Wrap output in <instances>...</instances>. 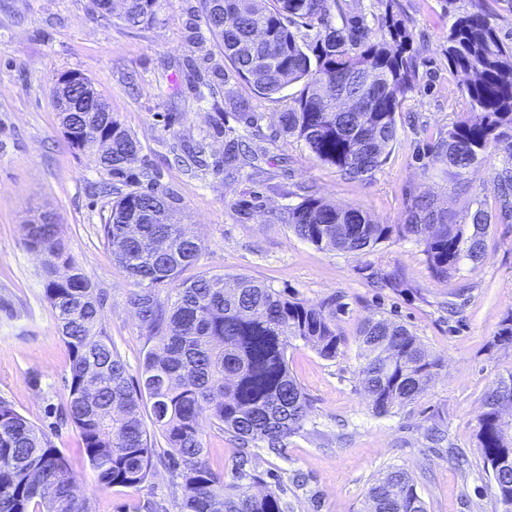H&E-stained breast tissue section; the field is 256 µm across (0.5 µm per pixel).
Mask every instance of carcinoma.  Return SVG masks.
<instances>
[{
    "mask_svg": "<svg viewBox=\"0 0 512 512\" xmlns=\"http://www.w3.org/2000/svg\"><path fill=\"white\" fill-rule=\"evenodd\" d=\"M112 16L129 28L159 19V0H113ZM498 0H470L448 27L446 53L451 71L466 82L462 102L477 119H458L438 132L430 164L448 168L455 184L469 187L477 167L494 151L512 160V46L495 24ZM208 32L239 79L263 96L301 83L300 94L276 113L278 132L301 142L319 162L350 177L370 176L396 140L397 114L418 82L413 36L386 0L380 35L366 15L343 0H201ZM305 33H300V30ZM68 146L96 151L83 138L93 125L111 143L102 169L111 179V214L101 225L114 260L139 286L131 304L140 322L159 341L144 358L140 379L128 368L100 324V294L67 253L59 224L28 225L25 244L43 257L45 297L69 358L68 398L59 416L79 433L99 486L136 488L154 467L153 442L143 422L144 399L168 447L166 464L181 479V512H288V502L268 489L252 468L251 448L279 454L299 433L310 401L288 366L294 343L327 360L341 354L336 310L311 305L246 276L181 278L197 261L202 241L174 222L177 199L147 172L135 173L138 141L102 112L60 114ZM224 136V174L236 178L255 167L258 154L243 149L232 127ZM500 216H512V166L496 174ZM299 202L281 221L300 239L320 248L361 254L394 237L414 236L438 278L463 259L482 257L491 213L478 203L467 212L472 232L448 222L424 198L412 200L403 224H377L352 206L339 207L299 188ZM153 210L164 223L144 224ZM159 285L172 286L163 301ZM359 369L377 415H388L421 394L441 360L419 337L387 318H366L357 328ZM512 410V372L497 380L484 398L477 440L496 503L512 501V437L505 435L504 410ZM239 446L231 469L235 493L225 491L224 474L212 469L200 427ZM0 512H92L84 485L49 435L0 400ZM366 512H427L406 470L388 468L372 484Z\"/></svg>",
    "mask_w": 512,
    "mask_h": 512,
    "instance_id": "carcinoma-1",
    "label": "carcinoma"
}]
</instances>
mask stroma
<instances>
[{
    "label": "stroma",
    "mask_w": 512,
    "mask_h": 512,
    "mask_svg": "<svg viewBox=\"0 0 512 512\" xmlns=\"http://www.w3.org/2000/svg\"><path fill=\"white\" fill-rule=\"evenodd\" d=\"M160 21L131 29L102 15L92 0H0V398L43 428L91 493L93 512H142L146 501L180 512L173 472L157 466L137 488L101 489L72 425L55 411L67 399L69 358L43 286L42 258L25 245V226L48 211L61 224L76 264L103 302L101 324L138 377L153 345L130 303L137 286L113 259L100 226L112 200L94 193L104 180L97 156L69 148L51 86L76 71L91 79L112 115L140 145L137 165L154 171L178 200L177 217L204 248L184 275H246L288 297L336 304L343 353L326 360L309 347L289 348L288 365L311 401L303 430L281 455L254 451L267 487L283 490L290 512H363L368 490L388 467L413 476L427 512H495L477 446L486 394L512 372V344L497 343L512 312V223L495 224L479 262L462 260L450 277L433 276L422 244L393 240L368 254L327 251L301 240L279 219L297 204V186L367 211L379 224H400L415 195L429 196L454 223L475 201H494L502 155L486 158L478 186L460 190L441 167H425L430 135L462 118L463 74L451 72L444 35L446 0H395L414 34L415 91L397 117L398 136L371 178L348 179L278 134L273 119L300 85L267 98L236 79L209 32L200 0H160ZM248 100L257 129L241 127L232 102ZM240 128L259 155L251 179H227L212 165L224 156L216 127ZM202 143L208 169L176 160L186 143ZM374 270L397 271L404 288H380ZM385 317L418 336L442 366L427 389L397 412L371 409L356 359L359 322ZM464 449L470 467L455 468L447 447ZM307 474L294 488L291 471Z\"/></svg>",
    "instance_id": "1"
}]
</instances>
